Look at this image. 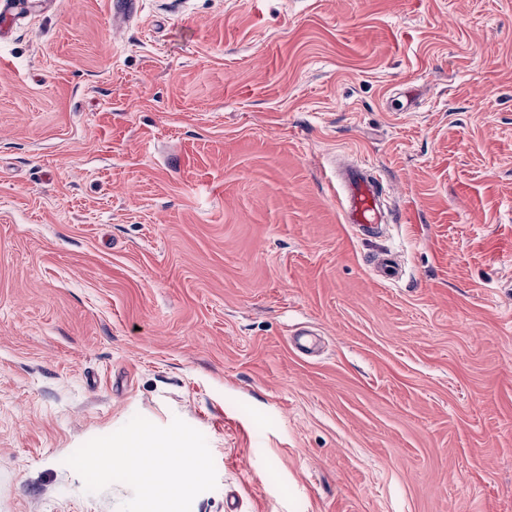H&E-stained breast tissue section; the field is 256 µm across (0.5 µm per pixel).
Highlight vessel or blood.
I'll return each instance as SVG.
<instances>
[{
  "mask_svg": "<svg viewBox=\"0 0 512 512\" xmlns=\"http://www.w3.org/2000/svg\"><path fill=\"white\" fill-rule=\"evenodd\" d=\"M336 203L345 223L365 230L388 223L393 213L384 211L381 203L382 183L377 170L361 162L348 166L336 180ZM378 275L394 282L402 275V265L397 253L384 251L373 261Z\"/></svg>",
  "mask_w": 512,
  "mask_h": 512,
  "instance_id": "1",
  "label": "vessel or blood"
}]
</instances>
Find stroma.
<instances>
[{
	"instance_id": "obj_1",
	"label": "stroma",
	"mask_w": 512,
	"mask_h": 512,
	"mask_svg": "<svg viewBox=\"0 0 512 512\" xmlns=\"http://www.w3.org/2000/svg\"><path fill=\"white\" fill-rule=\"evenodd\" d=\"M15 2L0 512H137L84 468L134 430L201 462L178 512H512V0ZM336 184V203L346 224L365 230L395 223L393 213L383 209L382 183L373 166L365 161L348 166L337 176ZM374 270L385 281L394 282L401 278L402 265L398 259V254L390 250L383 252L372 261Z\"/></svg>"
}]
</instances>
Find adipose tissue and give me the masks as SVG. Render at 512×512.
<instances>
[{"instance_id":"obj_1","label":"adipose tissue","mask_w":512,"mask_h":512,"mask_svg":"<svg viewBox=\"0 0 512 512\" xmlns=\"http://www.w3.org/2000/svg\"><path fill=\"white\" fill-rule=\"evenodd\" d=\"M180 434L165 439L134 435L124 448H106L89 459L87 472L95 473L105 468L121 470L141 489L144 512L150 509L156 499H165L176 512L180 500L187 497L193 488L192 475L188 467H174L178 457H187L186 448L181 445Z\"/></svg>"}]
</instances>
